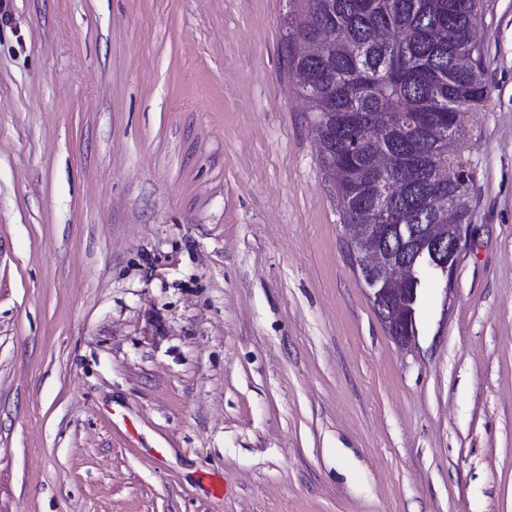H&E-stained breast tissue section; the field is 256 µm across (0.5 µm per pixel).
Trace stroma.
I'll return each instance as SVG.
<instances>
[{
    "instance_id": "stroma-1",
    "label": "stroma",
    "mask_w": 512,
    "mask_h": 512,
    "mask_svg": "<svg viewBox=\"0 0 512 512\" xmlns=\"http://www.w3.org/2000/svg\"><path fill=\"white\" fill-rule=\"evenodd\" d=\"M486 5L469 241L403 348L288 70L302 0H0V512H512V0Z\"/></svg>"
}]
</instances>
